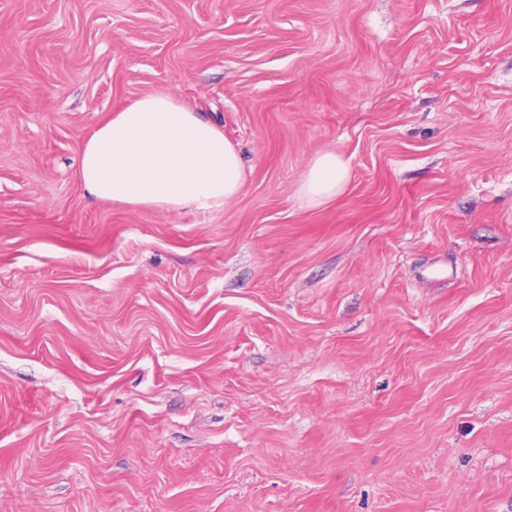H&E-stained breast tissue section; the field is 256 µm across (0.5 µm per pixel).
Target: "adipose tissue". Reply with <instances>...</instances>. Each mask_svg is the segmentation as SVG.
Instances as JSON below:
<instances>
[{
	"label": "adipose tissue",
	"mask_w": 512,
	"mask_h": 512,
	"mask_svg": "<svg viewBox=\"0 0 512 512\" xmlns=\"http://www.w3.org/2000/svg\"><path fill=\"white\" fill-rule=\"evenodd\" d=\"M350 169L325 151L307 164L296 188L303 207L343 193ZM77 177L98 200L129 210H222L247 178L240 153L223 131L174 95L156 92L115 110L82 143Z\"/></svg>",
	"instance_id": "ef3b65f1"
}]
</instances>
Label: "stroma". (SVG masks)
<instances>
[{"mask_svg":"<svg viewBox=\"0 0 512 512\" xmlns=\"http://www.w3.org/2000/svg\"><path fill=\"white\" fill-rule=\"evenodd\" d=\"M161 91L207 217L77 179ZM0 512H512V0H0ZM200 113L165 92L115 110L80 146L82 188L131 211L224 209L247 173L236 146ZM348 162L336 151H325L307 164L296 188L303 207H321L345 190L349 179Z\"/></svg>","mask_w":512,"mask_h":512,"instance_id":"35a3bbf8","label":"stroma"}]
</instances>
